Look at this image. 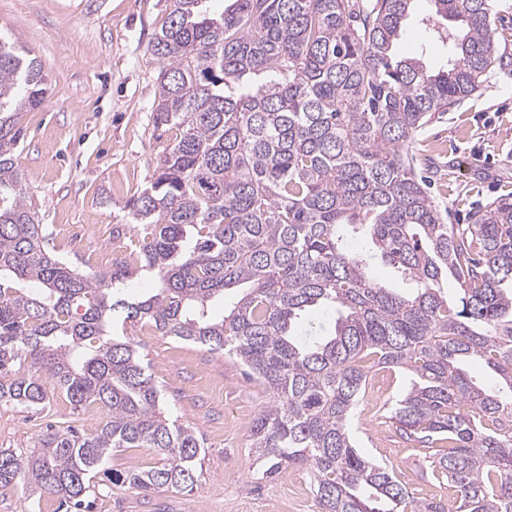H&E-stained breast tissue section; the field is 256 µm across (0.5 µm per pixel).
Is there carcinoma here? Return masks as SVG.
Listing matches in <instances>:
<instances>
[{"label": "carcinoma", "instance_id": "cac0c4a2", "mask_svg": "<svg viewBox=\"0 0 512 512\" xmlns=\"http://www.w3.org/2000/svg\"><path fill=\"white\" fill-rule=\"evenodd\" d=\"M172 0L151 46L162 64L153 128L170 133L155 178L112 236L140 265L93 273L57 258L23 188V113L46 93L41 61L0 34V404L38 410L43 378L96 432L48 429L0 448V490L81 509L103 475L115 487L182 493L205 442L175 416L131 339L140 325L221 353L268 395L251 430L266 474L307 469L321 512H512V200L449 224L415 169L411 144L433 117L477 91L495 66L493 0H429L448 68L395 52L414 0ZM349 239L372 250L353 253ZM388 263L402 286L370 271ZM145 272L156 293L121 286ZM459 284L448 301V277ZM247 286L216 320L211 301ZM337 311L331 335L296 334L308 307ZM479 359L500 381L475 386ZM406 371L386 410L413 447L447 444L430 463L448 505L415 500L363 454L352 424L370 370ZM115 448H151L154 465L105 468Z\"/></svg>", "mask_w": 512, "mask_h": 512}]
</instances>
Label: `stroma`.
Here are the masks:
<instances>
[{
  "label": "stroma",
  "mask_w": 512,
  "mask_h": 512,
  "mask_svg": "<svg viewBox=\"0 0 512 512\" xmlns=\"http://www.w3.org/2000/svg\"><path fill=\"white\" fill-rule=\"evenodd\" d=\"M170 8L171 0H0V33L32 50L47 79L45 100L22 117L23 184L52 232L54 254L85 271L89 256L123 259L134 248L112 227L153 180L166 145L153 130L161 65L151 45ZM430 11L428 0H415L398 48L424 52L439 70L450 54L420 22ZM413 152L449 223H468L474 211L512 195V68L492 69L477 92L421 128ZM129 334L175 414L203 435V474L188 493L104 489L90 512H319L305 469L285 466L269 477L256 461L251 427L266 396L237 363L167 336ZM107 417L74 410L53 389L38 412L0 405V448L28 445L50 424L91 433ZM353 431L362 452L417 498L447 502V485L431 474L434 449L403 444L374 407L355 418Z\"/></svg>",
  "instance_id": "obj_1"
}]
</instances>
